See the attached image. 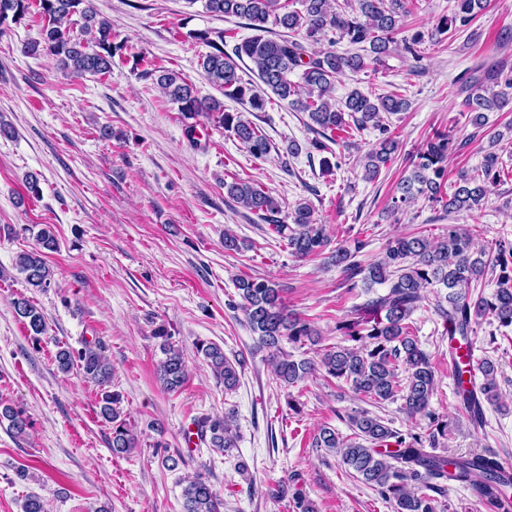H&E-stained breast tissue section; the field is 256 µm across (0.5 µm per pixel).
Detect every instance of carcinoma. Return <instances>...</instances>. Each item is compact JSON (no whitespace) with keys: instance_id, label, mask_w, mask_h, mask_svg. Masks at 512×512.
<instances>
[{"instance_id":"carcinoma-1","label":"carcinoma","mask_w":512,"mask_h":512,"mask_svg":"<svg viewBox=\"0 0 512 512\" xmlns=\"http://www.w3.org/2000/svg\"><path fill=\"white\" fill-rule=\"evenodd\" d=\"M197 1L203 3L206 12L244 19L257 31V35L235 44L230 54L224 50V33L214 38L209 30L190 33L211 48L199 63L206 81L225 98L249 106L251 112L265 111L275 96L308 113L319 135L311 146L318 152L330 150L337 139L354 131L378 132L376 141L359 158L367 180L380 175L399 147L384 115L408 110L409 101L396 92L368 94L354 88L338 106L333 97L337 77L381 64L398 46L419 60L421 45L427 41L438 44L442 35L469 26L488 5V0H454L450 14L441 17L430 31L418 30L399 40L405 0H346L349 11L337 0H298L301 8L296 10L288 9L284 0H189L192 4ZM34 5L44 24L41 38L28 43L24 52L48 54L60 69L78 75L110 72L112 60L124 45L114 42L112 22L97 12L92 0H0V20L8 18L17 25ZM75 25L77 33L73 31ZM275 27L280 32L273 31ZM344 40L357 51H337L336 45ZM321 42L326 48L315 49ZM245 57L254 63L259 82L245 80L238 73L237 61ZM502 83L512 85V76L492 67L474 72L463 85L462 105L476 127L486 125L487 113L508 105L505 93L495 90ZM155 85L188 121V135L195 133V120L207 117L231 132L253 157L261 159L270 153L269 139L244 113L230 112L224 101L199 95L182 73L161 70ZM503 140L500 132L491 136L481 164L460 171L454 189L446 193L448 156L457 146L452 132L435 133L418 150L410 174L398 183L399 196L393 200L392 211L420 197L450 214L483 209L491 187L500 178V156L495 148ZM224 195L270 225L296 257L319 256L329 244L324 225L316 222L314 209L306 201L299 200L290 209L287 218L291 223L287 224L279 218L282 205L278 199L251 180L224 182ZM36 241L38 247L16 256L15 269L27 284L45 290L51 286L53 271L44 251L55 249L57 242L48 226L39 229ZM367 246L368 242L357 237L352 245L340 246L330 255L346 281L353 283L362 276L369 294L347 318L336 323L342 342L334 346H321L318 329L288 312L281 296L283 289L270 279L236 278L240 302L232 301L229 306L243 312L250 330L257 335L258 348L268 353L275 379L284 386L323 372L375 404L401 400L400 411L410 421L428 419L425 428L402 432L391 428L384 418L360 409L347 416L351 435L324 426L313 438L314 447L339 455L344 465L391 503L394 512H437L434 494L444 490L443 481L475 488L495 508L512 487V475L503 474L496 455L436 452L441 441L448 439V421L430 410L438 388L436 368L415 336L411 316L427 294H434L435 312L443 321L452 355L457 348L472 344L474 326L486 318L495 320L500 329H512V242L499 240L493 249L478 248L472 230L450 224L447 232L437 237L396 235L388 240L380 260L364 265L357 257ZM490 274L493 292L488 296L474 292ZM13 307L30 335L46 333L44 316L30 300L17 298ZM155 337L160 339L163 354L158 379L165 390L175 391L186 380L183 352L173 345L165 329H157ZM285 341L318 347L319 359L293 358L283 348ZM196 351L224 384V390L236 389L240 362L229 360L213 342L198 343ZM55 361L61 372L76 367L103 390L100 415L112 424V453L124 455L136 448L137 435L122 415L121 394L109 390L112 367L102 346L86 341L77 350L61 346ZM477 371V377L466 379V370L458 368L455 396L470 423L481 428L485 424L484 405L498 404L500 396L495 364L484 358L477 363ZM4 423L17 436L25 432L22 413L10 406H0V425ZM195 426L209 435L210 447L224 451L237 447L234 411L201 417ZM182 499V512H221L222 501L200 477L184 487Z\"/></svg>"}]
</instances>
